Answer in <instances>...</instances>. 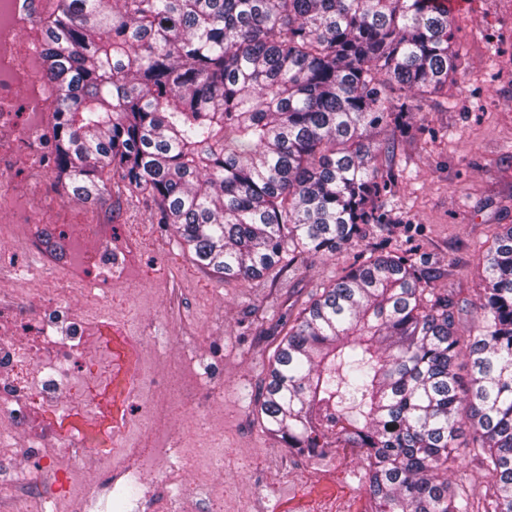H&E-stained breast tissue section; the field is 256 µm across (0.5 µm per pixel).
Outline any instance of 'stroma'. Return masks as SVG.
Masks as SVG:
<instances>
[{
	"label": "stroma",
	"instance_id": "35a3bbf8",
	"mask_svg": "<svg viewBox=\"0 0 512 512\" xmlns=\"http://www.w3.org/2000/svg\"><path fill=\"white\" fill-rule=\"evenodd\" d=\"M456 14L463 65L447 93L416 112L418 133L399 138L383 158L391 175L383 220L367 226L358 246L306 254L264 278L227 283L161 224L152 198L124 190L79 206L111 225L113 246L133 250L124 287L128 322L148 347L201 358L223 337L224 360L211 365L201 398L219 425L210 460L235 464L222 472L237 495L235 512H342L346 496L360 492L363 460L337 469L336 492L326 494L324 469L284 448L255 413L283 318L346 274L360 251L408 252L431 287L453 299L460 339L474 330L485 286L482 253L496 232L512 226V0H464ZM166 288L170 306L160 300Z\"/></svg>",
	"mask_w": 512,
	"mask_h": 512
}]
</instances>
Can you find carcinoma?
I'll return each instance as SVG.
<instances>
[{
  "label": "carcinoma",
  "mask_w": 512,
  "mask_h": 512,
  "mask_svg": "<svg viewBox=\"0 0 512 512\" xmlns=\"http://www.w3.org/2000/svg\"><path fill=\"white\" fill-rule=\"evenodd\" d=\"M459 30L437 0H58L55 170L86 203L118 172L226 283L334 255L381 223L380 134L455 77ZM483 260L465 342L404 256L322 289L270 358L262 426L300 454L365 449L375 512H512L511 226ZM462 456L491 476L478 499L448 478Z\"/></svg>",
  "instance_id": "obj_1"
}]
</instances>
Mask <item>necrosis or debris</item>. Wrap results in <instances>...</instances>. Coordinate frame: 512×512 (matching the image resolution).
<instances>
[{
	"mask_svg": "<svg viewBox=\"0 0 512 512\" xmlns=\"http://www.w3.org/2000/svg\"><path fill=\"white\" fill-rule=\"evenodd\" d=\"M52 7V0H0V240L33 260L20 270L10 252L0 253V502L22 499L27 512H72L78 502L83 512H141L150 494L155 512H201L224 496L219 475L187 479L197 462L187 435L215 430L200 407L201 376L177 388L195 414L189 427L174 428L167 394L175 356L145 357L143 338L127 334L111 302L93 296L96 284L128 279L130 254L113 248L110 225L74 208L38 213L17 176L53 167L56 100L44 78V30L27 20L28 9L45 18ZM12 278L42 282L36 321L6 287ZM89 297L93 320L83 311ZM91 383L111 385L127 407L147 405L146 419L119 413L98 429L105 406L89 394ZM75 412L85 428H64ZM39 464L51 468L49 479L34 478Z\"/></svg>",
	"mask_w": 512,
	"mask_h": 512,
	"instance_id": "obj_1",
	"label": "necrosis or debris"
}]
</instances>
